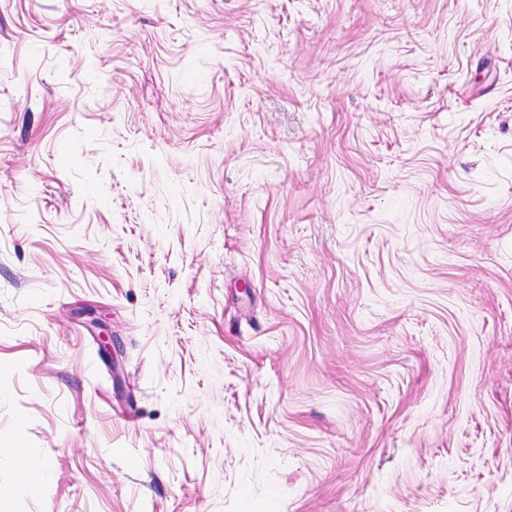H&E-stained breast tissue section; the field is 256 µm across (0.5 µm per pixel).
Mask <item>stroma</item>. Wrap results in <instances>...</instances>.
Segmentation results:
<instances>
[{"mask_svg":"<svg viewBox=\"0 0 512 512\" xmlns=\"http://www.w3.org/2000/svg\"><path fill=\"white\" fill-rule=\"evenodd\" d=\"M0 512H512V0H0ZM13 453L20 466L17 489L22 494H32L35 492L36 486L30 479L29 472L35 464V459L30 453L29 448L24 447L22 438L19 437L17 439L15 447L13 448Z\"/></svg>","mask_w":512,"mask_h":512,"instance_id":"35a3bbf8","label":"stroma"}]
</instances>
